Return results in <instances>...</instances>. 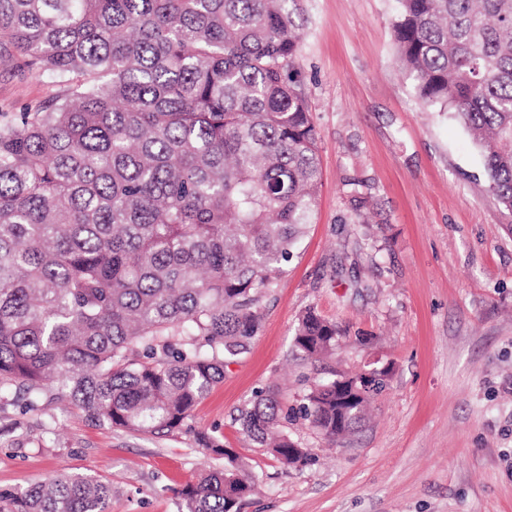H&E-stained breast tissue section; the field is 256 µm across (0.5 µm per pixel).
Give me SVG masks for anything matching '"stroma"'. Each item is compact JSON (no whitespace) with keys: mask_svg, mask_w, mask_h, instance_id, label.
Masks as SVG:
<instances>
[{"mask_svg":"<svg viewBox=\"0 0 512 512\" xmlns=\"http://www.w3.org/2000/svg\"><path fill=\"white\" fill-rule=\"evenodd\" d=\"M299 7L322 186L247 353L163 437L91 425L63 401L28 414L0 403V490L81 471L111 482V512H181L180 490L224 465L207 434L259 484L241 512H512V220L466 129L422 108L393 41L396 0ZM55 91L1 75L0 109ZM310 308L345 335L303 360L293 334ZM373 368L386 376L369 421L329 445L298 406L313 382ZM268 387L309 464L283 465L241 431L239 409Z\"/></svg>","mask_w":512,"mask_h":512,"instance_id":"35a3bbf8","label":"stroma"}]
</instances>
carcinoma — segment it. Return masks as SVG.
Wrapping results in <instances>:
<instances>
[{
  "label": "carcinoma",
  "instance_id": "carcinoma-1",
  "mask_svg": "<svg viewBox=\"0 0 512 512\" xmlns=\"http://www.w3.org/2000/svg\"><path fill=\"white\" fill-rule=\"evenodd\" d=\"M393 37L423 104L451 112L512 217V0H398ZM298 0H0V74L58 92L0 111V403L59 390L96 426L163 436L224 380L261 323L321 189L297 79ZM315 310L305 358L336 351ZM314 383L298 409L336 443L365 420L385 372ZM363 396L340 404L339 387ZM270 390L241 430L285 465ZM179 491L185 512H240L256 489L238 457ZM112 484L80 473L12 493L0 512H110Z\"/></svg>",
  "mask_w": 512,
  "mask_h": 512
}]
</instances>
